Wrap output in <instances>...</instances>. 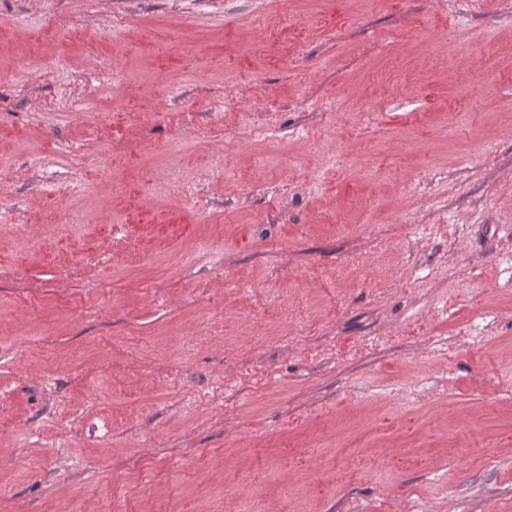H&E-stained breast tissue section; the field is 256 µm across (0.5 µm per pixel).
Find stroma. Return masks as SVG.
Instances as JSON below:
<instances>
[{
	"instance_id": "35a3bbf8",
	"label": "stroma",
	"mask_w": 512,
	"mask_h": 512,
	"mask_svg": "<svg viewBox=\"0 0 512 512\" xmlns=\"http://www.w3.org/2000/svg\"><path fill=\"white\" fill-rule=\"evenodd\" d=\"M512 512V0H0V512Z\"/></svg>"
}]
</instances>
